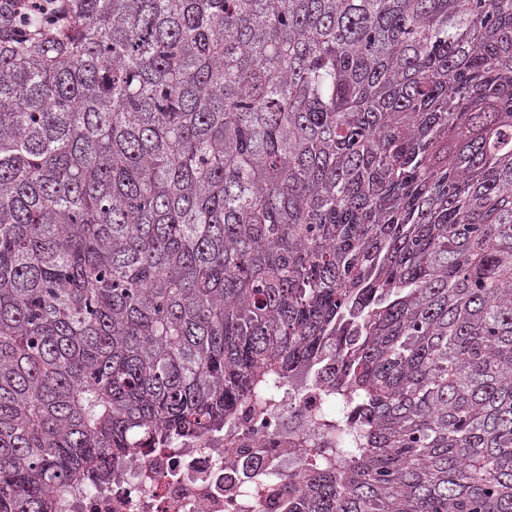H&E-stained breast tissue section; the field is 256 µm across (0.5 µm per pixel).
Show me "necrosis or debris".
Masks as SVG:
<instances>
[{
  "instance_id": "1",
  "label": "necrosis or debris",
  "mask_w": 512,
  "mask_h": 512,
  "mask_svg": "<svg viewBox=\"0 0 512 512\" xmlns=\"http://www.w3.org/2000/svg\"><path fill=\"white\" fill-rule=\"evenodd\" d=\"M340 404L314 372L258 390L222 431L130 449L109 481L61 495L59 512H286L274 487L335 447L325 426Z\"/></svg>"
}]
</instances>
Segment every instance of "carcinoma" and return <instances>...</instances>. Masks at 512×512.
<instances>
[{"instance_id":"1","label":"carcinoma","mask_w":512,"mask_h":512,"mask_svg":"<svg viewBox=\"0 0 512 512\" xmlns=\"http://www.w3.org/2000/svg\"><path fill=\"white\" fill-rule=\"evenodd\" d=\"M331 356L288 512H512V0H61L0 30V512Z\"/></svg>"}]
</instances>
